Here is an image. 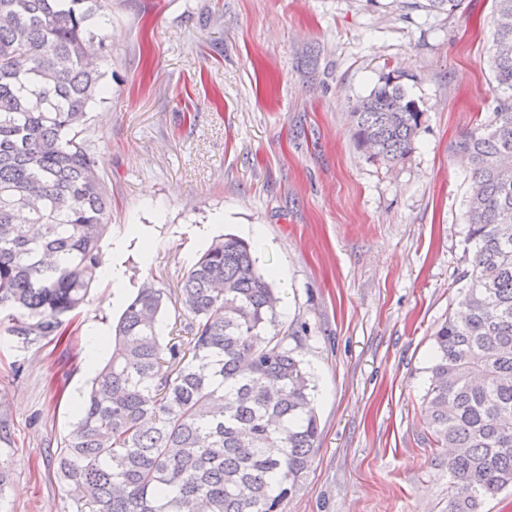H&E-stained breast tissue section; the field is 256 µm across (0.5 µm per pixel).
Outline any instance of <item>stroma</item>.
Listing matches in <instances>:
<instances>
[{
    "label": "stroma",
    "instance_id": "1",
    "mask_svg": "<svg viewBox=\"0 0 512 512\" xmlns=\"http://www.w3.org/2000/svg\"><path fill=\"white\" fill-rule=\"evenodd\" d=\"M109 92L87 132L112 192L105 265L61 340L0 326V512H75L55 456L145 282L176 288L213 239H252L301 335L318 449L283 512H448V451L424 398L433 334L469 266L470 168L454 145L494 116L493 0H105ZM421 112L394 164L357 149L351 112L384 75ZM124 239L121 255L112 243Z\"/></svg>",
    "mask_w": 512,
    "mask_h": 512
}]
</instances>
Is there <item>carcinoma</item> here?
Instances as JSON below:
<instances>
[{
	"instance_id": "cac0c4a2",
	"label": "carcinoma",
	"mask_w": 512,
	"mask_h": 512,
	"mask_svg": "<svg viewBox=\"0 0 512 512\" xmlns=\"http://www.w3.org/2000/svg\"><path fill=\"white\" fill-rule=\"evenodd\" d=\"M491 62L512 91V0H494ZM101 0H0V314L24 347L64 333L103 269L112 197L83 137L107 87ZM374 161L411 153L422 112L386 75L350 113ZM472 264L464 309L434 334L425 411L452 449L448 512L512 488V99L463 135ZM185 324L161 342L168 301ZM251 245L212 242L173 293L131 297L57 455L77 512H282L315 454V386L276 327ZM211 366L209 372L199 364Z\"/></svg>"
}]
</instances>
